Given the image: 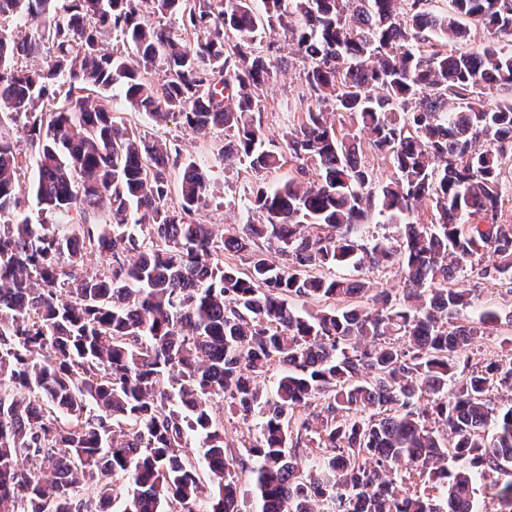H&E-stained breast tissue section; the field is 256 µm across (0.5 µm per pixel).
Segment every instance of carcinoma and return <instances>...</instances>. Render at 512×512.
Returning a JSON list of instances; mask_svg holds the SVG:
<instances>
[{"label": "carcinoma", "instance_id": "carcinoma-1", "mask_svg": "<svg viewBox=\"0 0 512 512\" xmlns=\"http://www.w3.org/2000/svg\"><path fill=\"white\" fill-rule=\"evenodd\" d=\"M452 3L440 15L431 0H0V22L51 16L35 36L0 26V120L35 149L37 204L82 218L29 223L19 153L0 137V512H477L476 479L491 476L512 512V398H492L512 392V339L498 359L460 361L497 318H467L466 282L512 294V0ZM174 14L196 39L144 23ZM465 19L497 39L428 49L464 41ZM268 29L288 35L315 99L283 135L312 177L255 182L246 224L219 237L193 219L206 170L183 164L168 206L179 149L114 116L109 91L156 124L222 126L223 161L276 170L284 155L253 117L276 60ZM30 57L45 65L17 66ZM324 104L367 139L338 134ZM365 145L390 157L389 182L359 159ZM424 205L430 223L366 234L370 213ZM93 252L104 270L79 275ZM395 264L402 295L375 294L372 310L294 307L369 292L326 270ZM316 400L317 414H297ZM224 402L256 429L240 448L253 509L228 462ZM308 448L321 452L301 468Z\"/></svg>", "mask_w": 512, "mask_h": 512}]
</instances>
